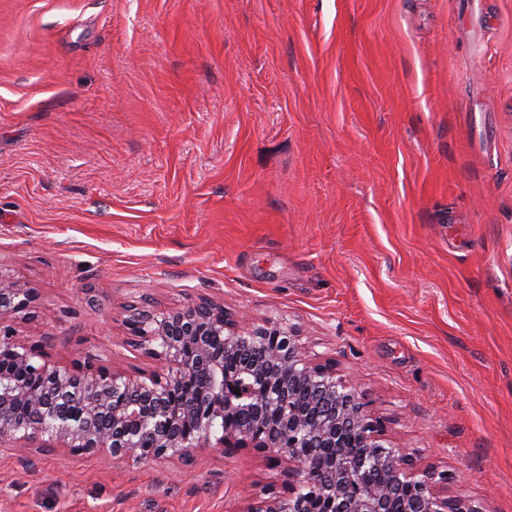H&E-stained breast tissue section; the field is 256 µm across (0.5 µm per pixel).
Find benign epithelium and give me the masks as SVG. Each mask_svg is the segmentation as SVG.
Listing matches in <instances>:
<instances>
[{"instance_id":"benign-epithelium-1","label":"benign epithelium","mask_w":512,"mask_h":512,"mask_svg":"<svg viewBox=\"0 0 512 512\" xmlns=\"http://www.w3.org/2000/svg\"><path fill=\"white\" fill-rule=\"evenodd\" d=\"M36 301L0 272V445H46L115 462L253 449L288 467V495L248 512H480L448 474L390 446L359 390L309 360L283 319L246 326L214 302L143 309L126 320L159 370L139 377L51 362L9 317Z\"/></svg>"}]
</instances>
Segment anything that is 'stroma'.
<instances>
[{
  "label": "stroma",
  "instance_id": "35a3bbf8",
  "mask_svg": "<svg viewBox=\"0 0 512 512\" xmlns=\"http://www.w3.org/2000/svg\"><path fill=\"white\" fill-rule=\"evenodd\" d=\"M18 338L136 374L132 308L285 318L448 493L512 512V0H0ZM253 450L0 446V512H247Z\"/></svg>",
  "mask_w": 512,
  "mask_h": 512
}]
</instances>
